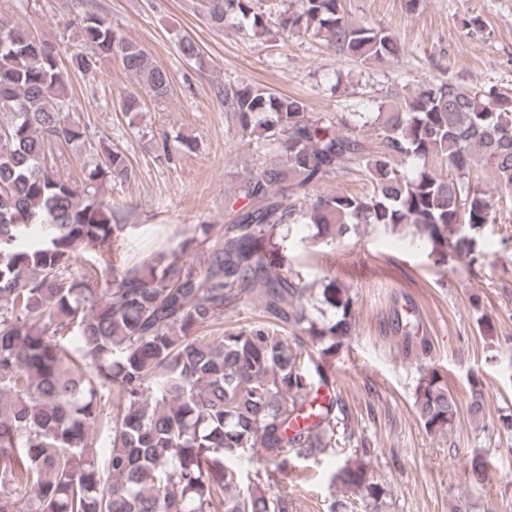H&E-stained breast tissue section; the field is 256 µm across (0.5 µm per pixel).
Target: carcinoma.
Masks as SVG:
<instances>
[{
    "label": "carcinoma",
    "mask_w": 512,
    "mask_h": 512,
    "mask_svg": "<svg viewBox=\"0 0 512 512\" xmlns=\"http://www.w3.org/2000/svg\"><path fill=\"white\" fill-rule=\"evenodd\" d=\"M253 2L207 0V21L262 35ZM342 2L299 0L282 34H322L361 64L399 60L394 36L349 21ZM76 25L87 52L65 66L54 45L0 17V512H299L278 476L349 446L360 458L331 484L357 495L362 512H382L385 489L364 462L371 445L350 429L333 370L356 330L357 299L294 269L285 232L307 224L314 242L334 244L368 224L404 228L438 265L450 250L478 262L485 227L512 215L503 208L512 202V96L434 78L396 104L333 122L297 96L226 87L224 110L255 152L277 143L282 159L238 183L247 203L229 223L197 224L180 248L119 270L114 244L129 213L59 177L46 147L88 135L69 116L70 71L117 60L133 85L119 97L123 112L141 109L138 86L167 97L171 78L103 13L88 7ZM176 47L200 58L186 35ZM359 125L377 131V150ZM431 158L448 174L427 167ZM408 159L411 173L394 165ZM356 168L368 193L321 191ZM132 173L107 148L90 176L126 182ZM481 173L496 194L480 187ZM85 252L102 276L73 277ZM242 304L254 320L224 326ZM414 406L427 432L453 426L457 401L438 368L421 370ZM468 410L483 414L478 379ZM96 430L110 438L101 458ZM230 456L256 462L247 484ZM465 473L473 488L486 479L478 458Z\"/></svg>",
    "instance_id": "obj_1"
}]
</instances>
